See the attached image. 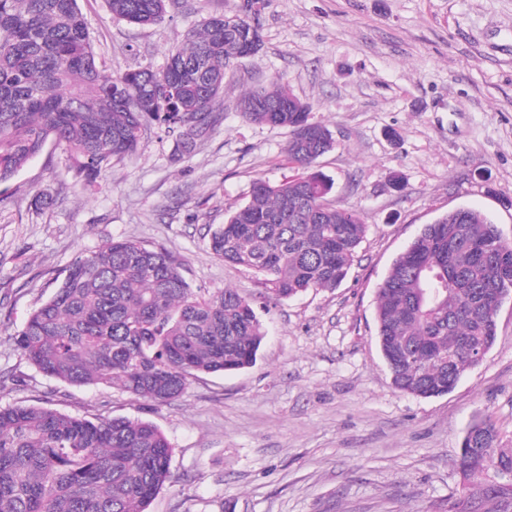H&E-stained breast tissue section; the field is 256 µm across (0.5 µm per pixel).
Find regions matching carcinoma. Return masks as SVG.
Returning <instances> with one entry per match:
<instances>
[{"instance_id":"carcinoma-1","label":"carcinoma","mask_w":512,"mask_h":512,"mask_svg":"<svg viewBox=\"0 0 512 512\" xmlns=\"http://www.w3.org/2000/svg\"><path fill=\"white\" fill-rule=\"evenodd\" d=\"M107 3L112 17L148 25L172 0ZM254 4L244 0L245 17L231 28L222 15L207 17L160 70L111 75L96 61L78 0H0V182L51 140L89 189L153 122L191 150L223 119L216 105L227 70L249 58L242 40L263 43ZM239 106L247 122L288 131L284 154L297 173L255 181L248 201L210 230L209 249L254 272L265 303L337 287L367 226L358 210L329 203L333 182L316 170L333 149L331 131L279 78ZM502 292L512 295V241L483 212L463 206L424 225L378 288L377 343L393 386L421 397L453 389L494 344L491 303ZM265 336L256 299L194 289L165 248L112 239L72 262L14 343L52 378L163 405L201 374L253 366ZM462 441L463 488L448 502L512 512V448L489 420L472 423ZM170 461L168 440L148 421L0 407V512H146L169 481Z\"/></svg>"}]
</instances>
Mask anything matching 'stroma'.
Wrapping results in <instances>:
<instances>
[{
    "label": "stroma",
    "instance_id": "obj_1",
    "mask_svg": "<svg viewBox=\"0 0 512 512\" xmlns=\"http://www.w3.org/2000/svg\"><path fill=\"white\" fill-rule=\"evenodd\" d=\"M242 2L180 0L149 26L113 18L105 0L78 5L98 63L120 74L162 66L204 18ZM254 20L263 47L227 72L224 121L191 151L154 123L94 189L52 142L0 184V407L156 424L171 479L147 512H447L468 426L491 419L512 446V297L482 362L424 398L391 382L376 296L397 254L450 210L477 208L512 240V0H258ZM276 77L332 132L317 167L331 201L367 225L345 280L261 308L255 365L199 375L165 405L72 386L22 358L15 331L107 240L164 247L191 288L258 295L255 274L212 255L208 229L254 181L292 174L287 131L237 110Z\"/></svg>",
    "mask_w": 512,
    "mask_h": 512
}]
</instances>
